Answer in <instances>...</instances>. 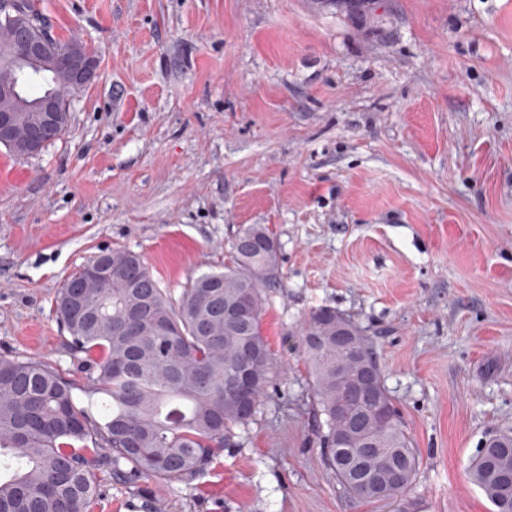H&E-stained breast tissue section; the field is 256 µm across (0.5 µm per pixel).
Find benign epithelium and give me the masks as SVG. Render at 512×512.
I'll list each match as a JSON object with an SVG mask.
<instances>
[{
	"instance_id": "obj_1",
	"label": "benign epithelium",
	"mask_w": 512,
	"mask_h": 512,
	"mask_svg": "<svg viewBox=\"0 0 512 512\" xmlns=\"http://www.w3.org/2000/svg\"><path fill=\"white\" fill-rule=\"evenodd\" d=\"M98 67V57L80 42L59 57L48 54L44 43L29 36L28 19L12 17L8 29L0 32V69L7 73L0 80V143L21 156L35 155L55 139L62 117L69 115V99L53 89L36 101L27 100L23 76L58 69L79 92L94 82Z\"/></svg>"
}]
</instances>
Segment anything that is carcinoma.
<instances>
[{"label":"carcinoma","mask_w":512,"mask_h":512,"mask_svg":"<svg viewBox=\"0 0 512 512\" xmlns=\"http://www.w3.org/2000/svg\"><path fill=\"white\" fill-rule=\"evenodd\" d=\"M230 264L189 281L179 295L160 287L140 255L105 251L73 272L55 294V313L72 351L96 376L84 392L103 396L100 418L73 395L74 384L33 358L0 356V512H86L97 494L96 471L118 480L149 477L186 482L204 472L234 429L254 420L272 383L274 358L263 333V289L278 282L280 247L264 224L238 229ZM107 260L108 280L87 270ZM81 285L85 319L71 315V284ZM249 308L247 322L224 317ZM155 322L169 335L155 336ZM355 336L336 347V328ZM317 417L324 418V460L353 500H395L398 512H418L407 496L420 456L382 379L371 338L330 306L311 311L301 330ZM250 371L246 397L227 390L239 369ZM341 440L374 443L359 464L380 489L355 482L343 465ZM493 506L512 512V430L490 436L468 469Z\"/></svg>","instance_id":"1"}]
</instances>
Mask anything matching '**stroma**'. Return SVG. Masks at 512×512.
<instances>
[{
	"label": "stroma",
	"mask_w": 512,
	"mask_h": 512,
	"mask_svg": "<svg viewBox=\"0 0 512 512\" xmlns=\"http://www.w3.org/2000/svg\"><path fill=\"white\" fill-rule=\"evenodd\" d=\"M95 51L68 134L0 146V356L84 383L53 301L112 248L179 293L244 224L281 247L273 382L190 482L97 474L90 512H393L323 459L300 329L367 331L421 465L420 512H491L467 470L512 428V0H32Z\"/></svg>",
	"instance_id": "obj_1"
}]
</instances>
